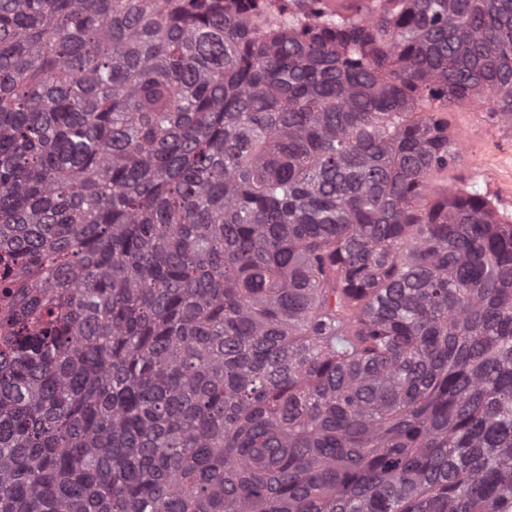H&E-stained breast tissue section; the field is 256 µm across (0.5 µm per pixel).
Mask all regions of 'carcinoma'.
Returning <instances> with one entry per match:
<instances>
[{"mask_svg":"<svg viewBox=\"0 0 512 512\" xmlns=\"http://www.w3.org/2000/svg\"><path fill=\"white\" fill-rule=\"evenodd\" d=\"M0 0V512H512V0ZM490 106L486 98H475L446 112L460 158L455 167L434 174L431 186L435 192L475 186L500 217H512V122L494 115Z\"/></svg>","mask_w":512,"mask_h":512,"instance_id":"carcinoma-1","label":"carcinoma"}]
</instances>
